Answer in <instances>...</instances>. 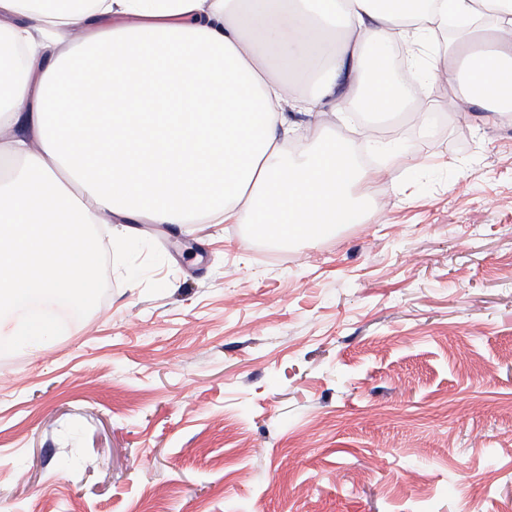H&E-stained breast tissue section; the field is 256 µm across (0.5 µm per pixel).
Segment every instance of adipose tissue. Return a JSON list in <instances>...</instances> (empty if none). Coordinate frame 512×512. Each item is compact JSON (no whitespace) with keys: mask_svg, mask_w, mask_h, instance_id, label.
<instances>
[{"mask_svg":"<svg viewBox=\"0 0 512 512\" xmlns=\"http://www.w3.org/2000/svg\"><path fill=\"white\" fill-rule=\"evenodd\" d=\"M456 20L459 66L428 48ZM407 77L447 79L460 101L512 117V0H0V343L57 335L49 301L93 294L91 224H260L317 240L360 222L348 203L366 169L333 137L285 152L288 113L399 111ZM324 57L313 99L266 63Z\"/></svg>","mask_w":512,"mask_h":512,"instance_id":"1","label":"adipose tissue"}]
</instances>
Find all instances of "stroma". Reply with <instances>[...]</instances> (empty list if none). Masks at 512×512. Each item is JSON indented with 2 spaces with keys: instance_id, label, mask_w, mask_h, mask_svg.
Segmentation results:
<instances>
[{
  "instance_id": "obj_1",
  "label": "stroma",
  "mask_w": 512,
  "mask_h": 512,
  "mask_svg": "<svg viewBox=\"0 0 512 512\" xmlns=\"http://www.w3.org/2000/svg\"><path fill=\"white\" fill-rule=\"evenodd\" d=\"M455 100L374 120L400 146L354 188L368 220L317 242L93 225L96 295L0 348V512L512 506V119ZM296 122L286 147L364 148Z\"/></svg>"
}]
</instances>
